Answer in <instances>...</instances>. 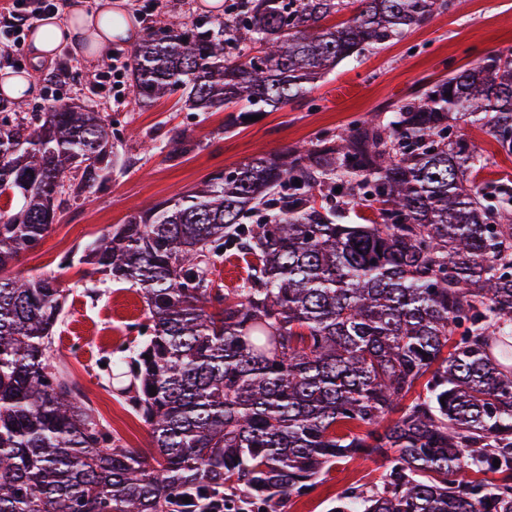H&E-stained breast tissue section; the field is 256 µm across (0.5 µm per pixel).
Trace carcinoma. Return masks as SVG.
<instances>
[{
    "instance_id": "1",
    "label": "carcinoma",
    "mask_w": 512,
    "mask_h": 512,
    "mask_svg": "<svg viewBox=\"0 0 512 512\" xmlns=\"http://www.w3.org/2000/svg\"><path fill=\"white\" fill-rule=\"evenodd\" d=\"M452 6L231 0L190 27L159 18L130 51L134 97L241 104V122ZM462 118L512 155V52L389 118L216 171L86 248L94 270L144 292L148 336L112 367L130 376L148 457L115 445L54 364L66 289L7 273L65 197L111 181L112 117L0 105V197L23 199L0 215V512L283 510L370 456L387 461L378 483L344 489L332 512H512V180L479 181L486 159L452 136ZM166 145L172 158L195 147L186 129ZM342 202L377 220L341 223ZM227 251L248 276L214 297Z\"/></svg>"
}]
</instances>
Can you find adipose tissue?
<instances>
[{
    "label": "adipose tissue",
    "mask_w": 512,
    "mask_h": 512,
    "mask_svg": "<svg viewBox=\"0 0 512 512\" xmlns=\"http://www.w3.org/2000/svg\"><path fill=\"white\" fill-rule=\"evenodd\" d=\"M125 14L114 7L112 0H97L94 9H86L79 0L67 8L65 18L44 20L30 39L32 55L40 60L51 56L63 45L85 47L97 54L111 45L113 38L132 37L133 32L124 23Z\"/></svg>",
    "instance_id": "1"
}]
</instances>
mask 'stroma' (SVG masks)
<instances>
[{
    "instance_id": "35a3bbf8",
    "label": "stroma",
    "mask_w": 512,
    "mask_h": 512,
    "mask_svg": "<svg viewBox=\"0 0 512 512\" xmlns=\"http://www.w3.org/2000/svg\"><path fill=\"white\" fill-rule=\"evenodd\" d=\"M138 37L157 15L194 22L204 15V0H120ZM512 47V0H462L451 11L433 16L420 28L359 58L340 63L300 102L262 113L260 120L228 127L225 110L192 113L175 100L150 108L136 103L132 90L121 101L101 96L92 85L93 71L105 54L87 56L71 50L78 79L61 88L64 101L82 102L111 115L116 166L107 188L63 204L56 224L37 249L22 254L13 270L21 275L60 276L67 291L64 317L57 327V364L66 367L96 419L124 448L151 454L146 424L128 405L122 380L108 365L117 347L139 340L146 321L140 288L93 272L83 256L86 246L113 225L125 223L142 206L191 189L211 172L229 169L261 153L307 145L352 122L387 116L392 106L448 72L471 65L488 54ZM190 131L197 147L171 159L166 134L172 128ZM487 159L480 177L495 180L512 175V156L477 126L458 123ZM384 470L372 456L342 463L309 494L293 499L288 512H329L347 486H372Z\"/></svg>"
}]
</instances>
